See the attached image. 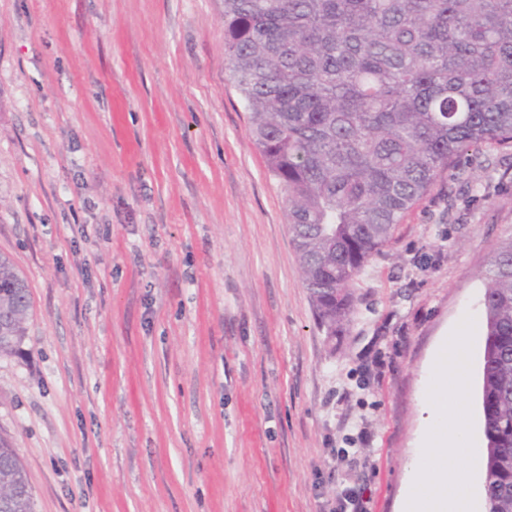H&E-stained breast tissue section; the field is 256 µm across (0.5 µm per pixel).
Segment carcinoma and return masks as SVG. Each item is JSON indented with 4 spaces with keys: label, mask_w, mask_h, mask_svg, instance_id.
Masks as SVG:
<instances>
[{
    "label": "carcinoma",
    "mask_w": 512,
    "mask_h": 512,
    "mask_svg": "<svg viewBox=\"0 0 512 512\" xmlns=\"http://www.w3.org/2000/svg\"><path fill=\"white\" fill-rule=\"evenodd\" d=\"M224 55L333 334L350 284L457 160L512 145V0H224ZM483 277L487 505L512 512V235ZM30 311L0 256V356L19 351ZM0 512H34L3 438Z\"/></svg>",
    "instance_id": "cac0c4a2"
}]
</instances>
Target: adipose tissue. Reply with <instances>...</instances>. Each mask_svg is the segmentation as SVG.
<instances>
[{
	"label": "adipose tissue",
	"instance_id": "1",
	"mask_svg": "<svg viewBox=\"0 0 512 512\" xmlns=\"http://www.w3.org/2000/svg\"><path fill=\"white\" fill-rule=\"evenodd\" d=\"M477 325V315L464 313L433 350L426 376L430 401L424 443L411 461L401 512H477L467 472L447 466L438 454L447 447L463 449L468 458L477 454L459 412L469 389V340Z\"/></svg>",
	"mask_w": 512,
	"mask_h": 512
}]
</instances>
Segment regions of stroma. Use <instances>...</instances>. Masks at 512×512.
<instances>
[{
  "label": "stroma",
  "mask_w": 512,
  "mask_h": 512,
  "mask_svg": "<svg viewBox=\"0 0 512 512\" xmlns=\"http://www.w3.org/2000/svg\"><path fill=\"white\" fill-rule=\"evenodd\" d=\"M224 56V0H0V253L32 309L0 436L34 512H398L424 370L512 234V149L468 153L329 335ZM484 332L465 400L485 448Z\"/></svg>",
  "instance_id": "stroma-1"
}]
</instances>
